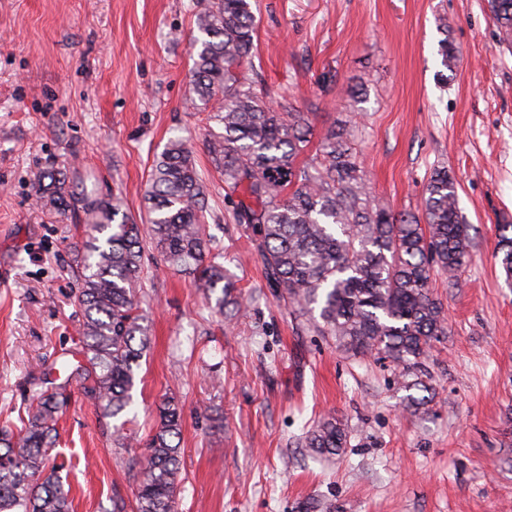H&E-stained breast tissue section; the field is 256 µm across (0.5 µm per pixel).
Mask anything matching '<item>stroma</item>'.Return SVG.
Wrapping results in <instances>:
<instances>
[{
  "label": "stroma",
  "instance_id": "1",
  "mask_svg": "<svg viewBox=\"0 0 512 512\" xmlns=\"http://www.w3.org/2000/svg\"><path fill=\"white\" fill-rule=\"evenodd\" d=\"M212 3L0 0V425L16 422L41 368L67 374L81 347L82 228L37 201L35 174L80 172L141 221L153 162L183 136L207 187L212 252L256 302L244 321L215 315L192 275L146 247L151 347L132 445L118 447L112 419L77 392L58 422L50 463L74 512H112L116 498L133 512L130 461L167 396L182 407L178 512H294L307 497L341 512H512V288L495 256L497 225L512 224V42L487 0H257L254 68L273 101L308 112L311 144L355 115L371 187L398 213L420 214L433 169L458 183L471 258L456 285L435 283L448 334L426 361L436 398L414 416L398 370L347 356L275 300L224 201L205 148L212 109L186 95L195 15ZM328 413L347 443L318 457L303 438Z\"/></svg>",
  "mask_w": 512,
  "mask_h": 512
}]
</instances>
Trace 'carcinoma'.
<instances>
[{
	"label": "carcinoma",
	"mask_w": 512,
	"mask_h": 512,
	"mask_svg": "<svg viewBox=\"0 0 512 512\" xmlns=\"http://www.w3.org/2000/svg\"><path fill=\"white\" fill-rule=\"evenodd\" d=\"M494 19L512 35V0H488ZM255 15L251 0H215L197 16L200 36L189 82L191 101H217L211 119L220 131L207 141L215 168L224 175V200L251 230L272 296L308 316V327L335 338L353 357L376 354L412 378L405 388L413 413L428 410L433 388L423 380L424 361L448 334L433 277L456 282L472 238L463 223L457 182L434 170L422 199L424 221L396 213L371 191L352 147L350 117L328 129L314 157L299 156L312 129L292 101L267 100L252 64ZM50 180L44 185V180ZM38 197L85 216L81 287L73 302L83 314L78 363L61 384L53 369L35 377L47 386L19 417L21 427H0V512H70L69 491L47 469L59 415L74 383L117 420L134 410L133 389L150 336L137 313L143 287L144 242L151 240L164 263L191 269L212 309L229 318L247 315L255 302L211 254L205 231L204 186L186 140L173 137L157 158L147 191L148 225L127 217L89 189L86 179L52 170L36 175ZM497 250L505 279L512 280V225L498 226ZM182 409L173 397L159 406V422L145 452L133 459L138 481L136 512H177ZM346 444L342 422L323 418L304 438L317 455H334ZM295 512H339L315 498Z\"/></svg>",
	"instance_id": "1"
}]
</instances>
